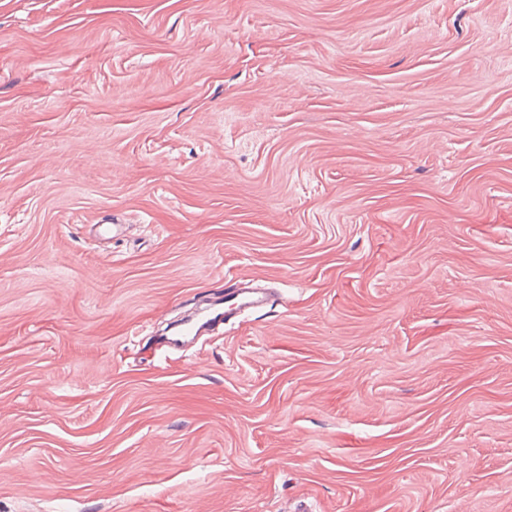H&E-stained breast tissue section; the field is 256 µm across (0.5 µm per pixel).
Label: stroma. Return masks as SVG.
<instances>
[{"label": "stroma", "instance_id": "obj_1", "mask_svg": "<svg viewBox=\"0 0 512 512\" xmlns=\"http://www.w3.org/2000/svg\"><path fill=\"white\" fill-rule=\"evenodd\" d=\"M302 501L512 512V0H0V512Z\"/></svg>", "mask_w": 512, "mask_h": 512}]
</instances>
